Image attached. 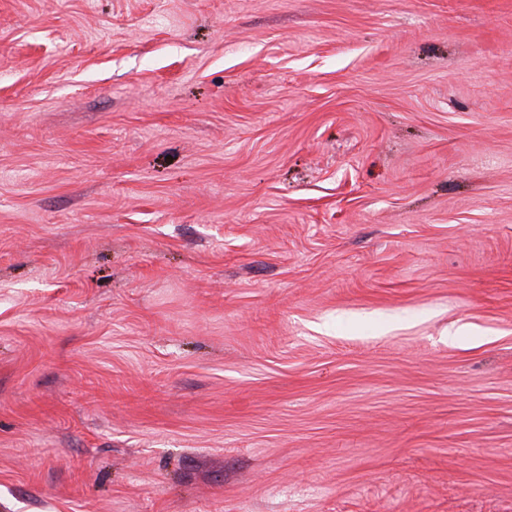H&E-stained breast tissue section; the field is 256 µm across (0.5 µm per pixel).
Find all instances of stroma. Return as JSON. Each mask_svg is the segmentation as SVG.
Instances as JSON below:
<instances>
[{"instance_id":"35a3bbf8","label":"stroma","mask_w":512,"mask_h":512,"mask_svg":"<svg viewBox=\"0 0 512 512\" xmlns=\"http://www.w3.org/2000/svg\"><path fill=\"white\" fill-rule=\"evenodd\" d=\"M0 512H512V0H0Z\"/></svg>"}]
</instances>
